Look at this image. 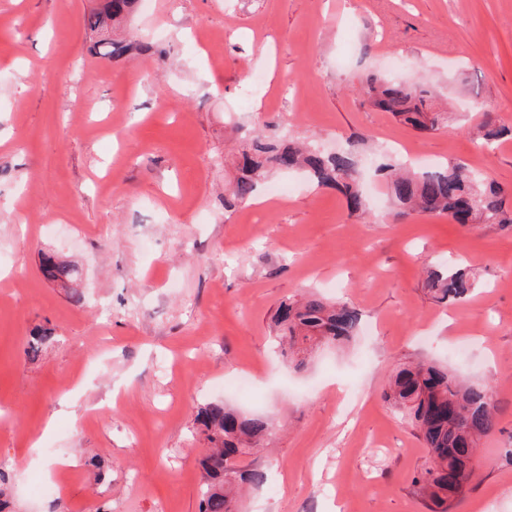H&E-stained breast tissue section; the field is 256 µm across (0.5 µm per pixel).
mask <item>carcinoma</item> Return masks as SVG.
Here are the masks:
<instances>
[{
    "instance_id": "obj_1",
    "label": "carcinoma",
    "mask_w": 512,
    "mask_h": 512,
    "mask_svg": "<svg viewBox=\"0 0 512 512\" xmlns=\"http://www.w3.org/2000/svg\"><path fill=\"white\" fill-rule=\"evenodd\" d=\"M135 2L103 0L100 7L84 16V25L96 32L103 12L112 11V20L117 21L134 11ZM130 49L131 44L115 38L101 39L95 45L96 54L112 59ZM365 89L375 107L415 130L434 131L447 120L446 113L432 110L433 88L417 80L370 75ZM480 128L487 142L512 136V128L497 124L490 112L481 113ZM360 164L358 139L326 153L275 131L258 134L249 139L233 162L235 175L224 188V210L231 211L249 200L267 174L302 169L317 185L339 190L350 211L362 212L365 200L358 183ZM376 173L387 183L392 204L402 214L443 215L457 224L512 223L505 190L466 164L448 161L418 173L404 171L388 159L378 164ZM42 270L52 280L72 277L70 266L50 255L43 258ZM426 289L437 302L445 303L465 297L473 282L464 273L441 266L430 272ZM360 321L361 314L349 304L314 294L284 303L275 318L281 355L301 363L304 354L321 344L339 345L352 339ZM385 398L405 411L430 457L414 483L431 504V512H450L473 476L478 439L496 426V409L489 392L482 387H462L440 368L419 363L397 370ZM196 420L209 444L200 459L204 488L199 512H238L235 488L259 486L266 479L263 471L241 466V459L261 447L271 422L264 415L243 414L222 402L201 406Z\"/></svg>"
}]
</instances>
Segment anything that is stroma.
<instances>
[{
	"label": "stroma",
	"instance_id": "1",
	"mask_svg": "<svg viewBox=\"0 0 512 512\" xmlns=\"http://www.w3.org/2000/svg\"><path fill=\"white\" fill-rule=\"evenodd\" d=\"M100 0H0V472L13 512H198L208 402L268 415L241 512H429L427 462L383 394L432 361L487 388L497 427L452 512H512V224L396 216L377 154L479 165L512 189V138L484 147L475 101L512 126V0H151L127 35L163 56L95 54ZM416 66L448 122L373 107L365 76ZM262 75L261 85L250 82ZM298 85L295 94L288 85ZM367 143L368 211L276 173L277 198L224 209L240 133ZM77 270L62 288L41 268ZM475 288L435 302L431 268ZM317 292L358 335L295 368L272 317ZM49 334L38 352L32 336ZM57 485L33 497L32 480Z\"/></svg>",
	"mask_w": 512,
	"mask_h": 512
}]
</instances>
